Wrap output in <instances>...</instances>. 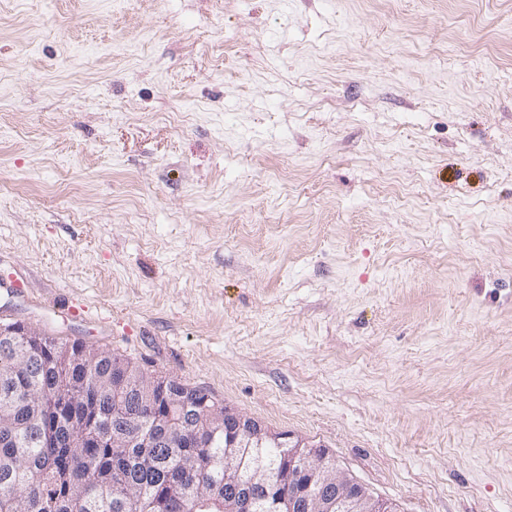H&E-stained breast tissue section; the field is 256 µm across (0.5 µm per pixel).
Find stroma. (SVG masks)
Returning a JSON list of instances; mask_svg holds the SVG:
<instances>
[{
    "label": "stroma",
    "mask_w": 512,
    "mask_h": 512,
    "mask_svg": "<svg viewBox=\"0 0 512 512\" xmlns=\"http://www.w3.org/2000/svg\"><path fill=\"white\" fill-rule=\"evenodd\" d=\"M512 512V0H0V323Z\"/></svg>",
    "instance_id": "35a3bbf8"
}]
</instances>
